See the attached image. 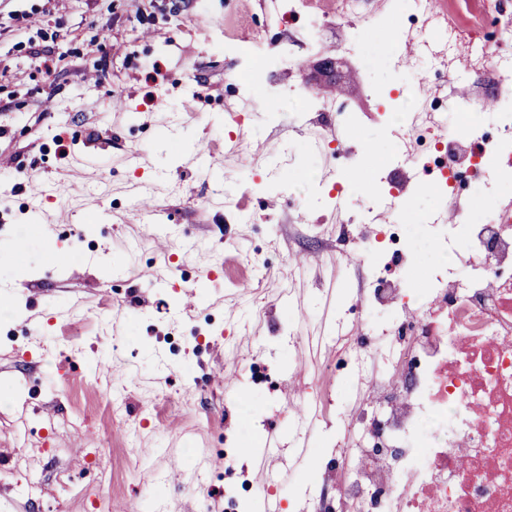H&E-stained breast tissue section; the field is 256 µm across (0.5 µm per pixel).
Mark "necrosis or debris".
I'll use <instances>...</instances> for the list:
<instances>
[{"mask_svg":"<svg viewBox=\"0 0 512 512\" xmlns=\"http://www.w3.org/2000/svg\"><path fill=\"white\" fill-rule=\"evenodd\" d=\"M282 20L304 22L270 59L292 66L316 44V28L349 29L367 72L380 65L381 30L427 35L420 58L444 70L435 94L415 84L396 89L384 119L413 167L440 171L454 235L438 232L450 254L440 275L426 281L429 302L385 281L373 297H358L355 333L336 338L327 372L347 371L356 389L375 396L377 409L353 420L355 447L310 473L316 493L310 512H512V206L491 195L489 162L512 159V58L489 54L512 38L506 0H396L382 28L355 27L362 0H336L324 12L315 0H272ZM468 61V80L456 69ZM499 109L482 120L480 104ZM408 178L388 185L382 209L400 223L384 225L386 250L399 253L425 233L407 201ZM390 312L392 345L374 333Z\"/></svg>","mask_w":512,"mask_h":512,"instance_id":"4bbe7bcc","label":"necrosis or debris"}]
</instances>
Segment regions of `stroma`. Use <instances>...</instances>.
Returning a JSON list of instances; mask_svg holds the SVG:
<instances>
[{"label":"stroma","mask_w":512,"mask_h":512,"mask_svg":"<svg viewBox=\"0 0 512 512\" xmlns=\"http://www.w3.org/2000/svg\"><path fill=\"white\" fill-rule=\"evenodd\" d=\"M259 24L264 51L288 36L261 0H0V158L48 182L39 198L18 177L0 182V512H88L67 476L104 479L109 512H224L225 448L243 450L264 492L266 437L289 433L300 402L317 398L310 441L327 456L344 442L360 398L321 368L347 302L376 277L369 263L342 277L328 191L365 166V140L391 155L380 91L408 75L418 47L392 51L374 95L355 65L334 81L320 73L325 55L351 52L334 28L305 54L315 96L364 117L346 164L309 153L326 130L290 104L289 77L261 78L250 98L231 86L238 32ZM144 196L163 223L139 217ZM15 237L26 251L8 253ZM71 331L77 347L57 342ZM254 364L273 373L263 404L250 396ZM76 414L79 431L62 422ZM86 431L99 463L71 453ZM173 452L187 466L208 457L200 481L168 480Z\"/></svg>","instance_id":"1"}]
</instances>
